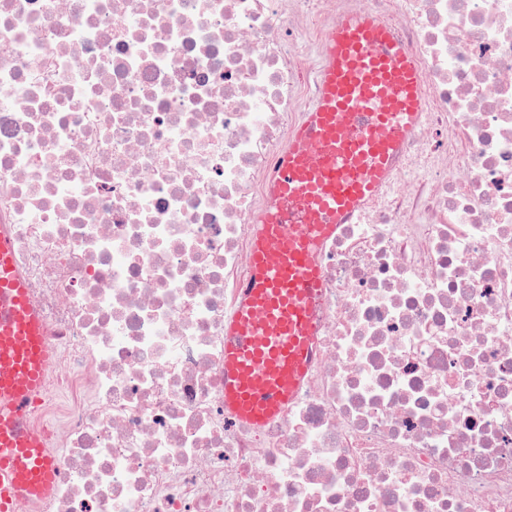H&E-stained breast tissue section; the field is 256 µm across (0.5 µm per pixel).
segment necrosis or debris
I'll use <instances>...</instances> for the list:
<instances>
[{
	"instance_id": "4bbe7bcc",
	"label": "necrosis or debris",
	"mask_w": 512,
	"mask_h": 512,
	"mask_svg": "<svg viewBox=\"0 0 512 512\" xmlns=\"http://www.w3.org/2000/svg\"><path fill=\"white\" fill-rule=\"evenodd\" d=\"M0 0V223L60 362L57 488L18 512H512V0L408 19L428 117L320 265V360L224 413V315L314 85L323 0Z\"/></svg>"
}]
</instances>
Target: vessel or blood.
Masks as SVG:
<instances>
[{
    "mask_svg": "<svg viewBox=\"0 0 512 512\" xmlns=\"http://www.w3.org/2000/svg\"><path fill=\"white\" fill-rule=\"evenodd\" d=\"M318 57L315 95L270 171L250 276L224 319V410L254 428L286 413L319 357L320 255L395 183L428 110L416 54L373 12L337 17ZM58 360L13 228L0 224V512L56 491L58 454L33 413Z\"/></svg>",
    "mask_w": 512,
    "mask_h": 512,
    "instance_id": "b4317fda",
    "label": "vessel or blood"
}]
</instances>
